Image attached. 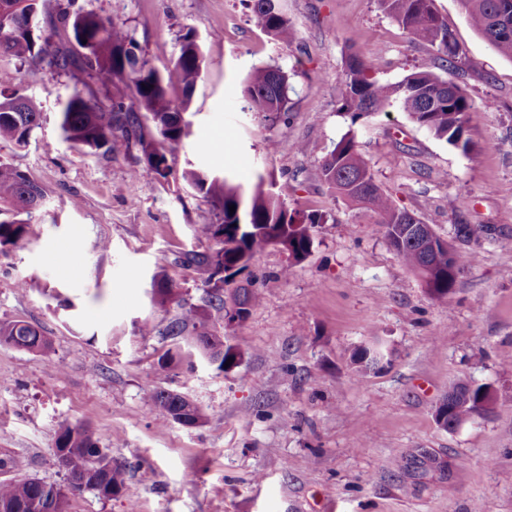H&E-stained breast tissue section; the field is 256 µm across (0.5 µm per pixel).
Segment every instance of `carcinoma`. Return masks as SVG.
Returning <instances> with one entry per match:
<instances>
[{
	"mask_svg": "<svg viewBox=\"0 0 512 512\" xmlns=\"http://www.w3.org/2000/svg\"><path fill=\"white\" fill-rule=\"evenodd\" d=\"M46 0H0V58L16 62L12 69L0 67V141L27 144L41 125L38 104L16 94L14 86L21 67L45 62L62 70H78L89 80L105 84L115 78H126L132 84L138 108L122 99L102 106L74 90L60 112L62 137L79 148L104 154L112 153V144L122 139L126 148L136 149L144 167L132 174L138 180L147 175L167 177L170 167L155 135L171 145L185 136L181 113L189 110L192 95L205 67V58L195 34L187 32L181 39L178 54L165 73L146 66L136 53L137 42L117 30L112 21L92 12H71L72 0L56 3L54 24L71 28L74 43H54L25 29L28 15H41ZM434 0H378L382 10L408 35L426 43L436 59L455 68L459 47L433 6ZM470 26L500 54L512 58V0H458ZM249 22L277 41L288 44L295 31L277 0H248ZM288 74L278 67L255 70L247 80L244 92L257 112L281 119L288 114ZM397 107L416 124L426 128L435 138L460 150L471 162L480 161L483 149L476 148L468 136L469 113L475 105L455 82L443 79L429 69L410 72L391 84L376 77L373 64L354 52L345 58L344 88L338 111L349 115L351 123L376 112ZM148 115L143 123L139 112ZM157 134H152V131ZM183 178L221 215L218 224H203L198 234L217 239L220 248L213 253L190 252L180 262L208 273L214 281L209 303L224 308L219 271L237 273L248 267L242 258L254 256L270 246L271 232L288 239V260L299 262L311 251V228L327 222V214L301 213L272 201L260 187L238 200L237 186L217 176L190 170ZM321 178L336 196L350 206L370 214L373 223L382 226L390 247L419 278L426 279V290L439 301L448 299L455 290L459 275L471 265L474 255L459 252L448 264V251L443 248L424 250L411 236L409 227L421 223L413 213L398 208L377 184L368 162L359 153L355 137L349 133L336 143L323 161ZM44 197L42 187L26 173L0 163V250L18 247L26 239L34 202ZM240 206V214L230 213L229 206ZM174 288L167 281L154 282L152 301L163 305L173 299ZM206 313L188 308L167 328L172 339L184 338L187 327L200 337L204 349L211 346L206 327ZM0 343L34 353H46L50 342L38 327L23 321H0ZM383 355L376 348L360 347L354 362L362 371L379 366ZM492 398L487 385L476 387L459 382L443 399L437 412L445 416L446 429L482 416L481 408ZM149 401L161 414L179 423L181 419L197 426L203 423L201 409L186 396L170 390L154 389ZM57 447L65 449L66 479L88 476V491L100 498H110L125 487V468L98 445L84 426L63 423L59 427ZM28 463L7 449L0 451V512H69L71 494L64 484H47L26 474Z\"/></svg>",
	"mask_w": 512,
	"mask_h": 512,
	"instance_id": "carcinoma-1",
	"label": "carcinoma"
}]
</instances>
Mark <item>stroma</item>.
<instances>
[{
    "label": "stroma",
    "instance_id": "35a3bbf8",
    "mask_svg": "<svg viewBox=\"0 0 512 512\" xmlns=\"http://www.w3.org/2000/svg\"><path fill=\"white\" fill-rule=\"evenodd\" d=\"M74 7L112 20L160 71L194 32L206 66L190 133L165 148L168 176L136 184L137 152L119 144L94 153L59 130L73 90L108 104L119 93L133 102L132 89L44 63L22 69L19 92L39 102L41 126L27 146L1 141L0 162L39 183L45 201L26 244L0 252V321L38 326L51 346L40 354L0 343V450L60 484L59 425L87 426L127 467L126 485L109 499L76 494L71 512H128L133 501L140 512H512V59L466 23L458 0H435L462 49L443 76L477 106L472 141L493 145L474 164L398 108L355 123L339 112L348 52L388 83L438 66L378 0H280L296 32L287 45L250 24L244 0ZM266 66L289 77L287 119L253 111L244 95L249 75ZM350 132L398 207L458 250L478 252L448 300L432 299L382 227L323 183V160ZM189 169L229 176L246 193L265 179L290 209L332 216L315 226L302 261L271 246L229 278L225 292L250 280L262 294L231 328L207 303L205 273L177 262L218 248L198 234L219 217L184 180ZM459 224L480 229L479 240L456 239ZM60 243L77 259L64 274L50 261ZM157 275L177 290L164 306L151 300ZM190 306L206 309L210 333L242 350L240 364L224 371L192 356L159 365L172 344L166 326ZM375 343L381 368L357 371L354 349ZM460 380L491 386L497 401L492 414L448 431L435 410ZM153 389L186 394L203 423L166 420L147 398Z\"/></svg>",
    "mask_w": 512,
    "mask_h": 512
}]
</instances>
